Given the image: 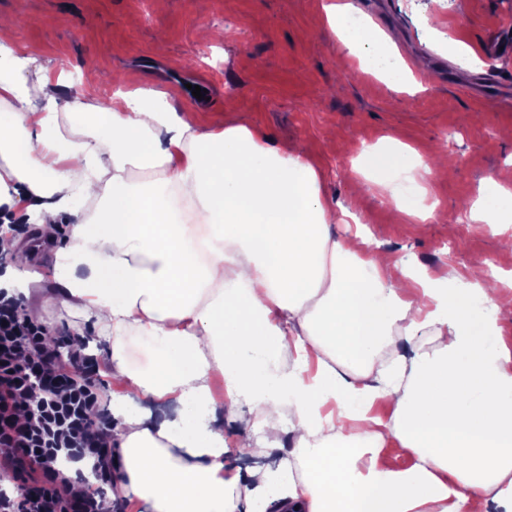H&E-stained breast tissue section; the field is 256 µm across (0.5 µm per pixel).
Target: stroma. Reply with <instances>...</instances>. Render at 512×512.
Instances as JSON below:
<instances>
[{"label":"stroma","mask_w":512,"mask_h":512,"mask_svg":"<svg viewBox=\"0 0 512 512\" xmlns=\"http://www.w3.org/2000/svg\"><path fill=\"white\" fill-rule=\"evenodd\" d=\"M333 0H0L17 48L64 74L61 98L110 104L116 90L172 92L174 106L205 120L221 118L257 129L272 146L299 145L322 173L321 190L363 218L381 249L434 275L490 263L512 275V223L491 228L468 212L492 171L512 168V83L492 82L488 69L512 76V54L488 60L487 42L512 30V0H344L364 24L388 35L406 64L431 72L421 90L397 92L358 69L323 25ZM208 24L216 41L199 43ZM467 44L462 62L455 43ZM206 89L196 99L192 86ZM385 137L421 156L451 146L452 179L431 182L430 198L447 222L395 220L369 185H355L352 167ZM30 253L18 267L0 255V273L35 275L22 308H35L67 354L79 317L53 298L54 249L37 226L19 235Z\"/></svg>","instance_id":"stroma-1"}]
</instances>
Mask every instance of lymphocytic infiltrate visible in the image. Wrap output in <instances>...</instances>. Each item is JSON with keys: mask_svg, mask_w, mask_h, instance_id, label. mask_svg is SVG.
Returning a JSON list of instances; mask_svg holds the SVG:
<instances>
[{"mask_svg": "<svg viewBox=\"0 0 512 512\" xmlns=\"http://www.w3.org/2000/svg\"><path fill=\"white\" fill-rule=\"evenodd\" d=\"M44 324L0 295V512H112L102 476L117 466L100 418L102 382L83 345L68 358L46 345ZM88 461L90 474L61 477L62 462Z\"/></svg>", "mask_w": 512, "mask_h": 512, "instance_id": "obj_1", "label": "lymphocytic infiltrate"}]
</instances>
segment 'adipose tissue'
Segmentation results:
<instances>
[{
    "label": "adipose tissue",
    "mask_w": 512,
    "mask_h": 512,
    "mask_svg": "<svg viewBox=\"0 0 512 512\" xmlns=\"http://www.w3.org/2000/svg\"><path fill=\"white\" fill-rule=\"evenodd\" d=\"M348 13L326 6L325 21L361 69L396 89L413 81L404 62L383 66L390 39ZM11 41L1 23L0 59L25 77L0 76V215L24 213L48 236L70 223L53 264L60 304L92 322L125 393L112 401L114 500L138 512H512L511 294L489 292L483 269L430 276L338 233L352 212L322 194L297 147L204 123L152 89L117 91L106 108L61 100ZM374 167L378 189L389 171H432L396 144ZM469 218L512 223L500 174ZM133 334L150 342L148 365L128 356ZM233 446L278 462L241 474Z\"/></svg>",
    "instance_id": "adipose-tissue-1"
}]
</instances>
